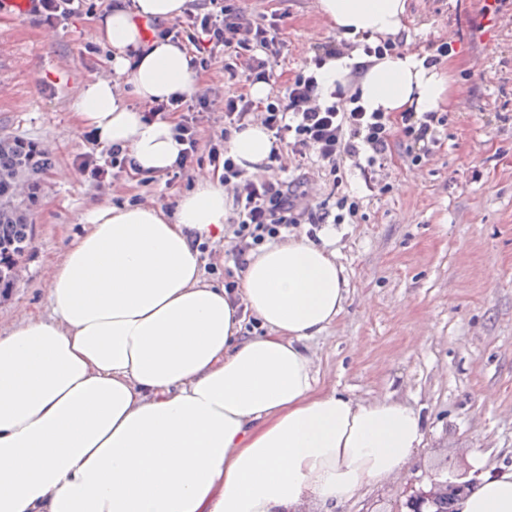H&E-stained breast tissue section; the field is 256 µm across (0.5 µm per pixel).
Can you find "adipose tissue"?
<instances>
[{
  "label": "adipose tissue",
  "instance_id": "1",
  "mask_svg": "<svg viewBox=\"0 0 512 512\" xmlns=\"http://www.w3.org/2000/svg\"><path fill=\"white\" fill-rule=\"evenodd\" d=\"M189 0H114L99 33L113 78L89 76L74 107L99 143L128 148L137 171L165 173L179 145L141 101L191 94L185 51L158 41L130 58L143 24L183 14ZM354 39L399 34L407 0H317ZM367 110L434 112L450 98L414 55L363 58ZM257 171L271 141L235 134ZM223 186L200 177L174 216L97 207L53 265L49 316L0 333V512H299L341 507L363 485L399 474L423 439L420 416L388 398L362 403L318 389L309 339L342 313L347 280L334 252L304 241L263 247L233 305L205 281L194 239L222 238ZM262 334H247L246 316ZM454 512H512V470L469 485Z\"/></svg>",
  "mask_w": 512,
  "mask_h": 512
}]
</instances>
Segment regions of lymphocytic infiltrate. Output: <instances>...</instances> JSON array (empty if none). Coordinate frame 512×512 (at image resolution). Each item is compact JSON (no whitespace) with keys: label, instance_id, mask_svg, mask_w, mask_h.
Listing matches in <instances>:
<instances>
[{"label":"lymphocytic infiltrate","instance_id":"1","mask_svg":"<svg viewBox=\"0 0 512 512\" xmlns=\"http://www.w3.org/2000/svg\"><path fill=\"white\" fill-rule=\"evenodd\" d=\"M111 7L112 0H27L32 20L50 25ZM282 20L279 14L249 16L238 0H203L182 17L150 26L153 38L185 49L195 73L208 72L220 61L236 85L235 91L224 95V129L217 138L205 137L203 128L214 104L212 89L158 99L142 112L147 121L176 119L174 132L181 149L168 172V184L188 177L206 162L232 192L229 221L235 246L232 265L224 270V288L231 296L261 247L304 224L344 223L359 210L358 201L347 195L337 198L332 210L310 203L303 174L293 178L246 174L228 145L232 134L260 123L276 146L268 156L270 162H280L287 151L298 160H312L332 176L349 163L360 171L368 191L383 196L390 186L379 173L392 147L400 146L407 166H419L440 147L441 130L448 124L447 115L440 112H370L358 93L324 90L318 72L328 60L346 55L347 45L341 39L315 45L286 89H275L273 64L286 49ZM260 83L269 91L256 100L248 89Z\"/></svg>","mask_w":512,"mask_h":512}]
</instances>
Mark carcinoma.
<instances>
[{"label":"carcinoma","mask_w":512,"mask_h":512,"mask_svg":"<svg viewBox=\"0 0 512 512\" xmlns=\"http://www.w3.org/2000/svg\"><path fill=\"white\" fill-rule=\"evenodd\" d=\"M38 171L39 166L20 150L16 139L0 137V251L9 255L8 261H0L3 283L13 280L12 269L26 251L31 235L27 208L9 188L32 179Z\"/></svg>","instance_id":"carcinoma-1"}]
</instances>
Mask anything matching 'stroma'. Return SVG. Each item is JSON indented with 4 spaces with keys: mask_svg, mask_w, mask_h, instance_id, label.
Listing matches in <instances>:
<instances>
[{
    "mask_svg": "<svg viewBox=\"0 0 512 512\" xmlns=\"http://www.w3.org/2000/svg\"><path fill=\"white\" fill-rule=\"evenodd\" d=\"M317 0H242L253 14L285 13L288 52L273 65L285 88L311 47L335 36ZM98 18L38 25L25 14L0 15V136L40 142L51 163L30 206L33 235L13 288H0V332L30 313L48 314V280L84 214L99 205L142 204L175 212L196 179L166 188L122 177L96 183L78 168L88 152L73 118L90 75H110L99 43ZM406 50L433 53L451 42L439 68L449 78V122L442 146L422 167L400 155L381 171L392 189L373 197L357 169L341 183L309 166L310 198L360 199L354 220L325 224L317 245L345 268L343 313L308 343L318 385L356 401L392 398L424 423L421 448L399 476L366 484L340 512H402L430 484L512 467V0L496 27L483 0H408ZM482 466H475V457Z\"/></svg>",
    "mask_w": 512,
    "mask_h": 512,
    "instance_id": "stroma-1",
    "label": "stroma"
}]
</instances>
